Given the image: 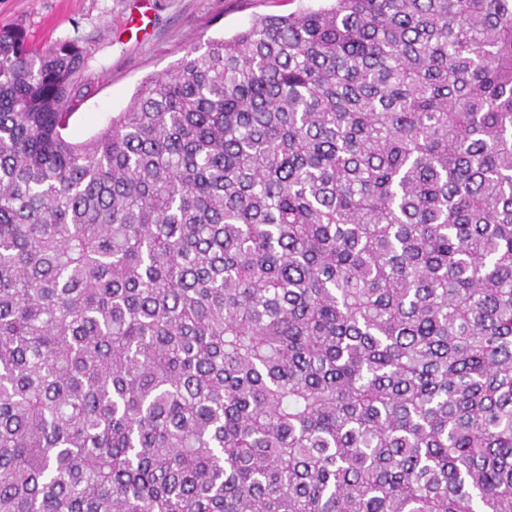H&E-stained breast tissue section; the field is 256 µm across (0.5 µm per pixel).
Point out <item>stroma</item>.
<instances>
[{"instance_id": "obj_1", "label": "stroma", "mask_w": 512, "mask_h": 512, "mask_svg": "<svg viewBox=\"0 0 512 512\" xmlns=\"http://www.w3.org/2000/svg\"><path fill=\"white\" fill-rule=\"evenodd\" d=\"M323 0H155L147 28L131 21V0H0V26H22L41 46L72 41L84 60L87 93L68 128L77 141L126 111L140 84L187 50L228 39L265 15L322 6Z\"/></svg>"}]
</instances>
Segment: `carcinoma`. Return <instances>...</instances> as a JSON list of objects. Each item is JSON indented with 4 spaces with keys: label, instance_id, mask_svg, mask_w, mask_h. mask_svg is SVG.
<instances>
[{
    "label": "carcinoma",
    "instance_id": "carcinoma-1",
    "mask_svg": "<svg viewBox=\"0 0 512 512\" xmlns=\"http://www.w3.org/2000/svg\"><path fill=\"white\" fill-rule=\"evenodd\" d=\"M0 28V512H512V0L255 18L85 141Z\"/></svg>",
    "mask_w": 512,
    "mask_h": 512
}]
</instances>
